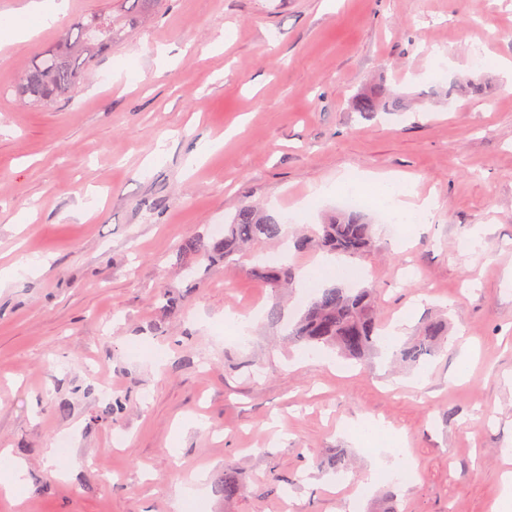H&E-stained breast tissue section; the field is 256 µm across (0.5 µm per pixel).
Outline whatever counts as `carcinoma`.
<instances>
[{"instance_id": "obj_1", "label": "carcinoma", "mask_w": 512, "mask_h": 512, "mask_svg": "<svg viewBox=\"0 0 512 512\" xmlns=\"http://www.w3.org/2000/svg\"><path fill=\"white\" fill-rule=\"evenodd\" d=\"M162 0H119L115 10L93 12L63 30L51 45L32 57L18 77L15 93L19 99L44 110L77 91L84 73L97 58L112 49L126 28L146 23ZM355 111L371 116L377 112H400L401 99L387 88L377 87L354 103ZM376 227L364 215L349 210L331 214L318 228L298 241L296 247L324 249L349 258L365 255L374 243ZM282 225L273 214L254 205L244 204L224 217V236L213 238L209 245L189 240L180 247L185 265L190 267L205 258H219L229 263L242 247L258 239H281ZM251 272L278 291L289 285L294 273L285 264H256ZM384 329L374 313L373 291L334 285L323 288L312 300L293 327L290 336L312 348L330 346L348 358L361 360L377 348L380 331ZM448 335V320L423 322L418 340L406 344L395 356L414 366L438 349ZM243 484L236 473L224 474V498L240 494Z\"/></svg>"}]
</instances>
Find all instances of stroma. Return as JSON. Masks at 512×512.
<instances>
[{
  "label": "stroma",
  "instance_id": "35a3bbf8",
  "mask_svg": "<svg viewBox=\"0 0 512 512\" xmlns=\"http://www.w3.org/2000/svg\"><path fill=\"white\" fill-rule=\"evenodd\" d=\"M107 2L69 0L0 48V450L26 466L24 505L0 494V512H344L373 468L362 512H495L512 461V74L494 63L512 60V0H162L75 96L16 98L26 63ZM381 84L405 111H353ZM369 171L417 177L436 204L401 249L366 207L374 246L341 278L373 288L384 323L410 315L404 341L448 318L418 365L395 370L385 342L356 363L289 338L317 291L289 289L270 321L277 297L250 269L279 243L185 270L180 245L243 202L319 224L342 202L315 188ZM229 312L245 338L219 333ZM339 450L341 475L325 467Z\"/></svg>",
  "mask_w": 512,
  "mask_h": 512
}]
</instances>
